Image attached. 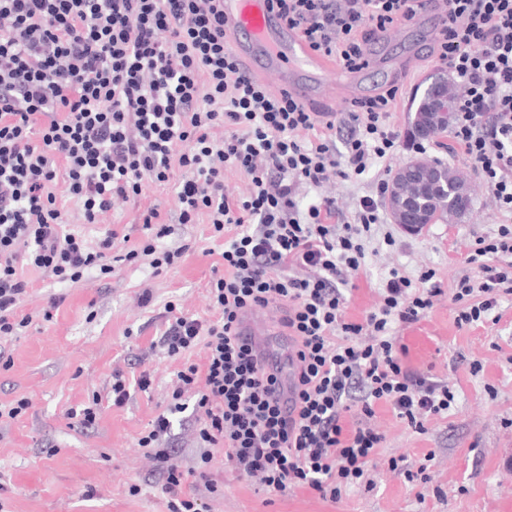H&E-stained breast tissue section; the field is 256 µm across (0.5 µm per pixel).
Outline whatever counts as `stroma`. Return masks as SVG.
I'll return each instance as SVG.
<instances>
[{"instance_id":"obj_1","label":"stroma","mask_w":512,"mask_h":512,"mask_svg":"<svg viewBox=\"0 0 512 512\" xmlns=\"http://www.w3.org/2000/svg\"><path fill=\"white\" fill-rule=\"evenodd\" d=\"M433 39V30L417 19L392 33L390 42L370 45L377 61L359 73L364 97L398 90L391 108L402 138L390 162L395 169L416 156L406 144L408 108L418 86L437 69ZM447 143L444 136L427 140L424 158L467 175L471 214L462 223L431 224L416 235L395 231L392 246L376 232L364 272L353 281L346 316L361 320L376 304L390 268L411 276L423 267L435 269L443 296L426 317L400 326L398 336L410 368L454 383L455 409L419 434L389 407L378 406L375 422L385 442L371 481L334 502L308 488L285 496L255 492L250 481L225 468L220 446L212 448L209 464H201L192 411L170 414L176 461L187 474L182 494L203 503L204 512H512V296L501 299L499 322L461 327L449 295L467 273L465 257L476 241L499 225H512V214L495 207L486 184L461 155L449 153ZM377 179L373 170L338 177L321 192L350 218ZM174 196L173 184L148 185L103 224L82 223L79 203L60 198L68 231L83 235L89 246L115 231L112 253L119 261L111 272L94 269L75 283L35 267L22 269L29 287L15 316L29 324L0 338V409L23 398L30 405L17 417L0 416V512H170L169 495L150 481L161 461L138 440L159 415L168 414L177 371L202 363L203 352L173 360L151 342L167 326V303L189 316L213 318L209 288L224 268L223 236L204 213L195 223H179ZM151 207L159 209L169 230L160 246L187 248L177 266L159 272L152 255L142 251L148 236L141 215ZM130 364L149 375L150 388L131 387L126 403L114 405L112 374ZM95 398L102 406L95 426L86 429L69 418V411ZM423 465L429 482L409 483L406 471Z\"/></svg>"}]
</instances>
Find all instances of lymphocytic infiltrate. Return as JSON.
<instances>
[{"label":"lymphocytic infiltrate","mask_w":512,"mask_h":512,"mask_svg":"<svg viewBox=\"0 0 512 512\" xmlns=\"http://www.w3.org/2000/svg\"><path fill=\"white\" fill-rule=\"evenodd\" d=\"M280 24L345 72L368 66L367 46L435 4L432 53L462 87L448 131L512 213V0H264ZM224 0H0V334L27 282L26 263L60 281L103 267L111 237L89 249L63 232L58 195L103 223L145 182H175L180 223L207 213L224 235V275L210 290L215 320L172 316L157 344L168 356L204 349L177 374L172 412L195 400L199 436L266 493L309 487L338 500L375 466L385 403L417 433L447 415L451 382L407 368L394 330L418 322L443 290L434 269H390L380 302L346 320V292L365 266L363 241L385 217L389 185L359 199L344 222L321 187L385 162L399 133L388 119L396 90L352 104L350 123L272 90L237 59L224 34ZM223 128L213 138L214 128ZM247 181L242 196L226 171ZM317 195L300 205L299 191ZM453 300L457 322L487 320L512 293V225L479 239ZM275 308L289 353L257 352L239 335L250 310ZM164 451L155 481L172 512L185 480Z\"/></svg>","instance_id":"f902f5d3"}]
</instances>
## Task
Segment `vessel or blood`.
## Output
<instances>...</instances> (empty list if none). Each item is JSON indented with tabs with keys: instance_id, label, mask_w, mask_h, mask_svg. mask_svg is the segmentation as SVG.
<instances>
[{
	"instance_id": "b4317fda",
	"label": "vessel or blood",
	"mask_w": 512,
	"mask_h": 512,
	"mask_svg": "<svg viewBox=\"0 0 512 512\" xmlns=\"http://www.w3.org/2000/svg\"><path fill=\"white\" fill-rule=\"evenodd\" d=\"M226 32L238 58L277 90L293 92L307 103L348 100L358 95L355 80L340 84L330 63L298 34L284 30L262 0H224Z\"/></svg>"
}]
</instances>
